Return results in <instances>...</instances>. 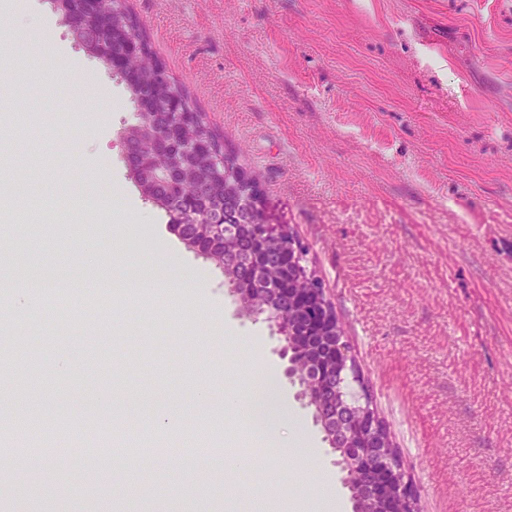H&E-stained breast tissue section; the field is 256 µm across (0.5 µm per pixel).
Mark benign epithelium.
<instances>
[{
    "instance_id": "obj_1",
    "label": "benign epithelium",
    "mask_w": 512,
    "mask_h": 512,
    "mask_svg": "<svg viewBox=\"0 0 512 512\" xmlns=\"http://www.w3.org/2000/svg\"><path fill=\"white\" fill-rule=\"evenodd\" d=\"M183 129L182 122L170 123L146 146L127 151L130 167L150 174L165 188L166 194L154 201L170 213L181 239L233 272L232 292L244 309L261 315L267 312L266 298L273 297L275 309L268 319L285 335L279 351L286 361L284 375L299 381L301 396L315 407L331 445L338 438L344 442L370 500L383 512H417V494L393 454L383 419L367 403V386L343 340L326 289L308 269L304 245L262 206L258 187H253L250 205L240 203L232 211L220 202L200 213L197 196H181L180 206L169 205L181 171H152L150 162L175 151Z\"/></svg>"
}]
</instances>
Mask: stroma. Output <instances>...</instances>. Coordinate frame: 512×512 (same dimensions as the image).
Returning a JSON list of instances; mask_svg holds the SVG:
<instances>
[{
	"label": "stroma",
	"mask_w": 512,
	"mask_h": 512,
	"mask_svg": "<svg viewBox=\"0 0 512 512\" xmlns=\"http://www.w3.org/2000/svg\"><path fill=\"white\" fill-rule=\"evenodd\" d=\"M156 56L309 246L344 339L418 494V512H512V0H125ZM0 281L119 280L111 321L19 315L12 386L47 425L117 399L114 437L160 430L143 400L234 451L225 374L283 375L273 323L246 314L224 268L170 227L131 178L124 83L73 41L49 0H0ZM118 220L104 221L114 198ZM208 390V406L198 393ZM318 457L263 448L235 483L185 471L0 464L7 512H287L332 487L354 501L316 410L285 384Z\"/></svg>",
	"instance_id": "stroma-1"
}]
</instances>
